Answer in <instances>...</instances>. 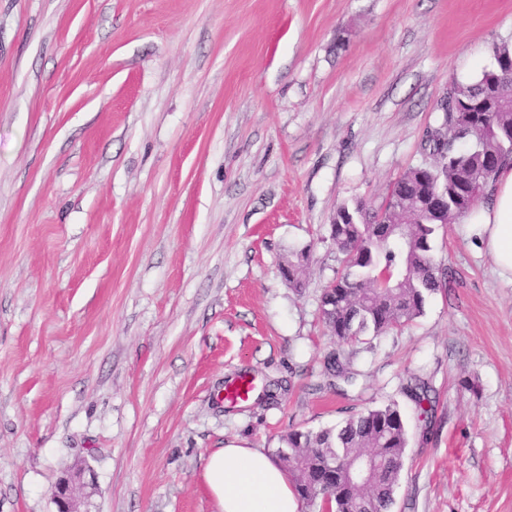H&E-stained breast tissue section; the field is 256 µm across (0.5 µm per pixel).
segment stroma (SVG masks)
Wrapping results in <instances>:
<instances>
[{"mask_svg": "<svg viewBox=\"0 0 512 512\" xmlns=\"http://www.w3.org/2000/svg\"><path fill=\"white\" fill-rule=\"evenodd\" d=\"M501 41L512 0H0V512H55L79 468L91 512H217L212 450L391 402L395 512H512L490 256L437 225L450 285L409 326L350 346L320 319L337 207L380 209L431 163L451 81ZM333 351L358 376L331 390ZM241 376L253 395L226 401Z\"/></svg>", "mask_w": 512, "mask_h": 512, "instance_id": "35a3bbf8", "label": "stroma"}]
</instances>
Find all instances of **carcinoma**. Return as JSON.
<instances>
[{
	"label": "carcinoma",
	"instance_id": "1",
	"mask_svg": "<svg viewBox=\"0 0 512 512\" xmlns=\"http://www.w3.org/2000/svg\"><path fill=\"white\" fill-rule=\"evenodd\" d=\"M491 56L493 66L475 80L450 84L442 127L427 138L430 171L405 170L379 211L361 202L352 210H336L330 239L344 254L345 267L325 288L321 315L337 341L360 343L412 322L423 314L426 297L446 286L447 273L431 255L435 225L474 208L475 188H484L503 164L512 162V106L481 109L490 76L512 64V45L492 44ZM323 366L331 387L338 378H354L334 352ZM405 392L420 404L427 389L414 376ZM281 444L288 454L276 449L273 456L288 469L301 499L313 502L330 488L333 512H391L409 444L396 403L351 416L337 429L292 431ZM332 454L338 460L371 457L379 468L365 483L353 484L342 468L327 467Z\"/></svg>",
	"mask_w": 512,
	"mask_h": 512
}]
</instances>
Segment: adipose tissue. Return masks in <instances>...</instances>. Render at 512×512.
<instances>
[{"label": "adipose tissue", "mask_w": 512, "mask_h": 512, "mask_svg": "<svg viewBox=\"0 0 512 512\" xmlns=\"http://www.w3.org/2000/svg\"><path fill=\"white\" fill-rule=\"evenodd\" d=\"M492 201L459 218L501 276L512 278V164L491 180ZM203 478L218 512H300L288 474L263 450L227 445L209 453Z\"/></svg>", "instance_id": "adipose-tissue-1"}]
</instances>
